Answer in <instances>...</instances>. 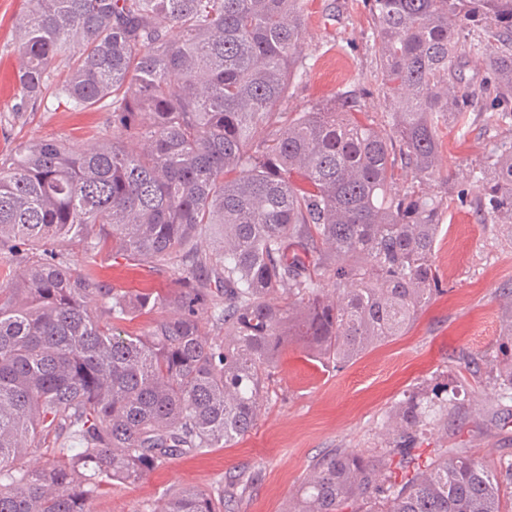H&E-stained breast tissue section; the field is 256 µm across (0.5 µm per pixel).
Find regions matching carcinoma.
Returning a JSON list of instances; mask_svg holds the SVG:
<instances>
[{
    "label": "carcinoma",
    "mask_w": 512,
    "mask_h": 512,
    "mask_svg": "<svg viewBox=\"0 0 512 512\" xmlns=\"http://www.w3.org/2000/svg\"><path fill=\"white\" fill-rule=\"evenodd\" d=\"M304 0H27L22 96L111 113L89 149L53 140L0 164V512H95L102 490L256 426L282 353L342 367L405 334L440 292V127L512 124V0H371L388 111L338 97L289 111L303 81ZM486 56L477 83L463 61ZM412 184L395 190L396 167ZM473 178L484 222L512 240V142ZM176 275L105 288L69 246ZM210 312L202 321L200 312ZM154 314L122 335L103 324ZM512 396V341L489 360ZM455 407L408 395L380 451H331L290 512H507L512 460L415 453ZM40 452L44 462L27 463ZM255 482L183 488L142 512H237Z\"/></svg>",
    "instance_id": "1"
}]
</instances>
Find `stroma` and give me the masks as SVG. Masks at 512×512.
Masks as SVG:
<instances>
[{"instance_id":"1","label":"stroma","mask_w":512,"mask_h":512,"mask_svg":"<svg viewBox=\"0 0 512 512\" xmlns=\"http://www.w3.org/2000/svg\"><path fill=\"white\" fill-rule=\"evenodd\" d=\"M303 52L308 74L292 88L290 105L303 109L345 91H360L368 111H385L380 61L370 0H304ZM23 0H0V163H10L18 144L57 139L76 147L110 136L108 113L70 112L54 95L15 111L20 89L17 22ZM512 141V129H488L472 120L468 132L441 134L443 175L432 183L448 196L433 261L442 294L435 296L408 332L369 348L343 368H326L298 345H289L256 427L227 448L170 460L147 479L116 484L96 504L97 512H140L162 500L165 490L209 491L239 471L257 472L239 512H287L316 459L334 449L378 450L395 410L409 391L446 383L458 408L432 424L420 453L464 448L493 465L512 455V400L501 398L486 363L507 338L502 306L512 292V241L498 225L484 223L469 174L489 143ZM95 278L116 288L164 291L171 271L143 263L92 266Z\"/></svg>"}]
</instances>
